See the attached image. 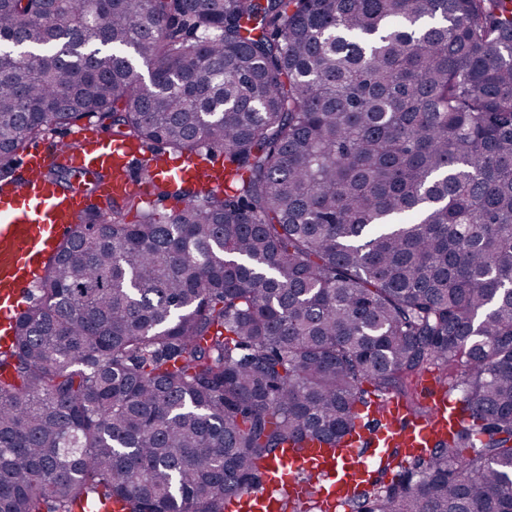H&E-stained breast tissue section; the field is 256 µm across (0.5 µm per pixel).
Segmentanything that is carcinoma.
Wrapping results in <instances>:
<instances>
[{"label":"carcinoma","mask_w":512,"mask_h":512,"mask_svg":"<svg viewBox=\"0 0 512 512\" xmlns=\"http://www.w3.org/2000/svg\"><path fill=\"white\" fill-rule=\"evenodd\" d=\"M92 118L224 188L57 246L0 341V512H234L433 365L470 423L350 512H512V0H0V166Z\"/></svg>","instance_id":"carcinoma-1"}]
</instances>
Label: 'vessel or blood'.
<instances>
[{
    "instance_id": "vessel-or-blood-1",
    "label": "vessel or blood",
    "mask_w": 512,
    "mask_h": 512,
    "mask_svg": "<svg viewBox=\"0 0 512 512\" xmlns=\"http://www.w3.org/2000/svg\"><path fill=\"white\" fill-rule=\"evenodd\" d=\"M133 154L124 144L105 138L79 141L71 136L56 143H31L24 156L17 183L0 192V330L7 328L12 314L23 308L43 269L40 261L67 232L74 228L88 199L79 190L63 193L41 173L61 164L89 173L102 171L98 185L102 197L145 192L132 166ZM152 176L157 181L180 177L209 185H223L219 160L195 159L181 165L159 161ZM421 411L392 398L371 406L361 428L341 460L322 453L318 445L282 456L277 474L264 486L242 498L244 512H279L282 494L292 501L306 500L309 482H317L323 512L346 506L353 487L373 474L389 457L412 459L432 448L459 422L453 402L441 393L433 374L419 377Z\"/></svg>"
}]
</instances>
